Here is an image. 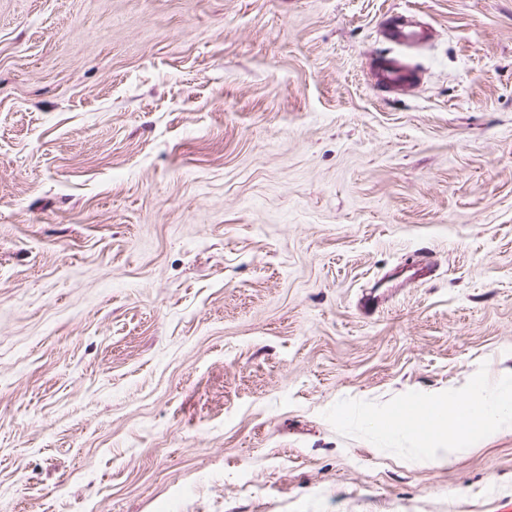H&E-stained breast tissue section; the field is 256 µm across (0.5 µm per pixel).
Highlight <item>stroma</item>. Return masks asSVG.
<instances>
[{
    "instance_id": "stroma-1",
    "label": "stroma",
    "mask_w": 512,
    "mask_h": 512,
    "mask_svg": "<svg viewBox=\"0 0 512 512\" xmlns=\"http://www.w3.org/2000/svg\"><path fill=\"white\" fill-rule=\"evenodd\" d=\"M482 365L512 0H0V512H512V426L431 464L324 417ZM383 34L388 42L398 47L412 46L425 42L430 31L425 26L415 27L405 20L402 13H393L386 21ZM375 83L389 92H397L414 81L413 71L393 57H382L373 70Z\"/></svg>"
}]
</instances>
